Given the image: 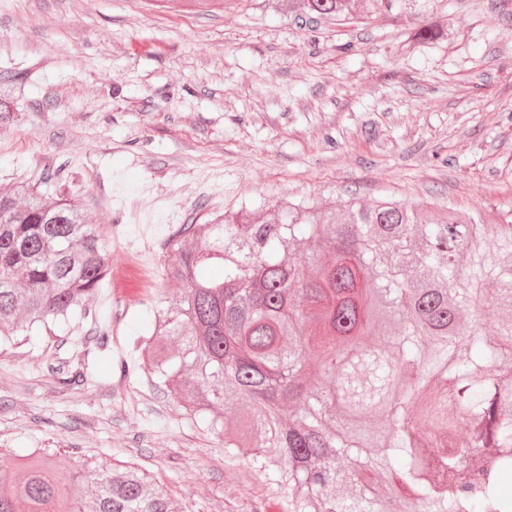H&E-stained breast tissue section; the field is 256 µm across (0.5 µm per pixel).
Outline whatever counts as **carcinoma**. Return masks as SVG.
I'll return each instance as SVG.
<instances>
[{"label": "carcinoma", "mask_w": 512, "mask_h": 512, "mask_svg": "<svg viewBox=\"0 0 512 512\" xmlns=\"http://www.w3.org/2000/svg\"><path fill=\"white\" fill-rule=\"evenodd\" d=\"M279 2L323 18L355 6ZM165 245L178 311L153 312L132 344L212 427L219 407L247 402L224 447L255 449L288 512H389L401 493L404 512H512V321L487 325L512 308V223L396 200L287 201L260 224L246 208L184 224ZM208 265L223 276L201 278ZM111 271L78 199L0 192V344L75 310L106 321L95 300ZM34 455L21 481L0 475V512H176L136 470L75 465L61 479L54 455Z\"/></svg>", "instance_id": "obj_1"}]
</instances>
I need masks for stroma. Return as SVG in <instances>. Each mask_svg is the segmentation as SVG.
Wrapping results in <instances>:
<instances>
[{
  "mask_svg": "<svg viewBox=\"0 0 512 512\" xmlns=\"http://www.w3.org/2000/svg\"><path fill=\"white\" fill-rule=\"evenodd\" d=\"M427 24L439 38L413 44ZM4 94L0 191L73 192L116 267L145 236L160 264L180 225L288 199L512 219V0H358L342 21L274 0H0ZM143 193L139 223L127 199ZM182 292L161 270L131 295L108 280V349L80 315L0 349V465L49 448L139 470L185 512H288L132 350L154 327L144 302L165 312ZM77 366L87 383L62 384Z\"/></svg>",
  "mask_w": 512,
  "mask_h": 512,
  "instance_id": "35a3bbf8",
  "label": "stroma"
}]
</instances>
